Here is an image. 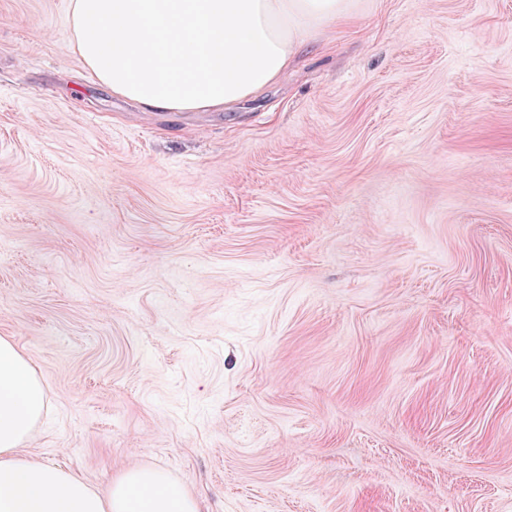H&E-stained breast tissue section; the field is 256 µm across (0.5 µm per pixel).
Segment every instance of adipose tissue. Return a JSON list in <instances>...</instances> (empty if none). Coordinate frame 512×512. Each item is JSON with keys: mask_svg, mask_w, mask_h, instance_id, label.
Instances as JSON below:
<instances>
[{"mask_svg": "<svg viewBox=\"0 0 512 512\" xmlns=\"http://www.w3.org/2000/svg\"><path fill=\"white\" fill-rule=\"evenodd\" d=\"M351 0H73L78 51L96 84L153 112H210L259 95ZM112 60L103 62L104 45ZM30 361L0 336V512H202L163 470L103 491L20 455L47 408Z\"/></svg>", "mask_w": 512, "mask_h": 512, "instance_id": "adipose-tissue-1", "label": "adipose tissue"}]
</instances>
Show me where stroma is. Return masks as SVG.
Returning a JSON list of instances; mask_svg holds the SVG:
<instances>
[{"instance_id":"1","label":"stroma","mask_w":512,"mask_h":512,"mask_svg":"<svg viewBox=\"0 0 512 512\" xmlns=\"http://www.w3.org/2000/svg\"><path fill=\"white\" fill-rule=\"evenodd\" d=\"M0 0V336L23 456L203 512H512V0H354L222 112L91 81Z\"/></svg>"}]
</instances>
